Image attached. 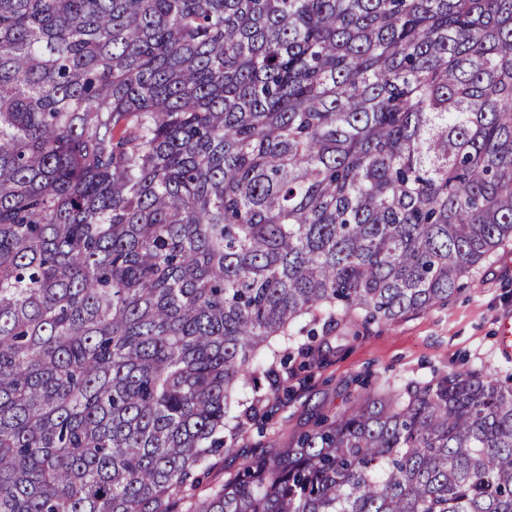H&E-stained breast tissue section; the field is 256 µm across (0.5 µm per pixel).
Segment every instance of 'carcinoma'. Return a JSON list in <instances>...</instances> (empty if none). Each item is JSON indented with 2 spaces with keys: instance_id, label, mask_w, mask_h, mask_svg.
<instances>
[{
  "instance_id": "obj_1",
  "label": "carcinoma",
  "mask_w": 512,
  "mask_h": 512,
  "mask_svg": "<svg viewBox=\"0 0 512 512\" xmlns=\"http://www.w3.org/2000/svg\"><path fill=\"white\" fill-rule=\"evenodd\" d=\"M511 239L512 0H0V512H512L479 371L192 494L293 329Z\"/></svg>"
}]
</instances>
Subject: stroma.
I'll use <instances>...</instances> for the list:
<instances>
[{
	"label": "stroma",
	"mask_w": 512,
	"mask_h": 512,
	"mask_svg": "<svg viewBox=\"0 0 512 512\" xmlns=\"http://www.w3.org/2000/svg\"><path fill=\"white\" fill-rule=\"evenodd\" d=\"M512 316V241L497 248L447 302L389 323L348 314L317 336L312 367L280 375L263 399L262 424L210 460L198 491L218 487L257 452L287 447L316 414L334 413L366 388L428 381L455 371L512 374V353L498 342L499 323Z\"/></svg>",
	"instance_id": "stroma-1"
}]
</instances>
